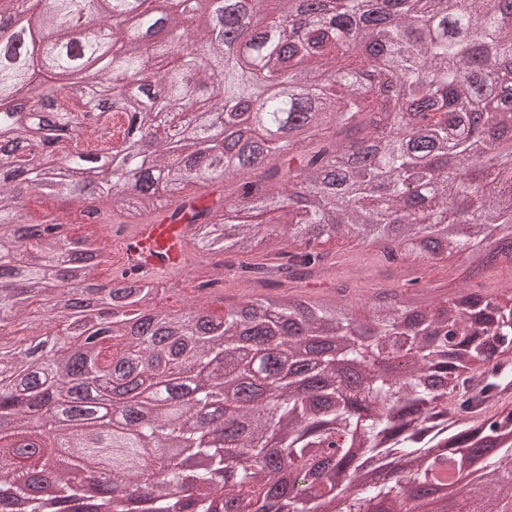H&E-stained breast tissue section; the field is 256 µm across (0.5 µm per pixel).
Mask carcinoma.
<instances>
[{
  "mask_svg": "<svg viewBox=\"0 0 512 512\" xmlns=\"http://www.w3.org/2000/svg\"><path fill=\"white\" fill-rule=\"evenodd\" d=\"M217 12L161 13L154 0H55L17 48L0 41V481L43 512L34 478L80 492L73 457L48 451L50 416L22 404L65 397L79 381L122 395L155 387L96 418L112 446L74 434L80 456L110 461L100 512H126L113 491L144 455L163 474L155 512H426L427 496L479 460L473 512L512 504V401L471 409V369L512 359V305L474 288L455 304L400 279L366 300L316 302L287 286L328 272L312 242L346 238L384 259L426 264L453 254L476 269L512 265V0H217ZM112 42L79 44L81 19ZM169 36L153 42L157 25ZM95 66L103 99L63 76ZM153 67L155 85L112 86ZM30 84L29 114L16 111ZM255 116L258 133L226 141L224 124ZM288 140L272 147L266 131ZM102 167L91 189L71 168ZM221 185L199 206L187 188ZM31 197L121 216L146 233L156 213L201 250L244 257L224 270L281 294L223 312L165 313L141 257L113 266L66 214L31 221ZM30 338L13 341L32 310ZM410 358L407 373L384 370ZM224 437L213 446L210 436ZM209 460L172 463L169 443Z\"/></svg>",
  "mask_w": 512,
  "mask_h": 512,
  "instance_id": "1",
  "label": "carcinoma"
}]
</instances>
